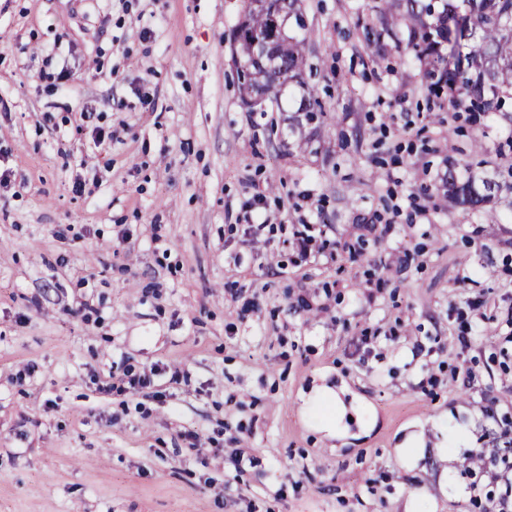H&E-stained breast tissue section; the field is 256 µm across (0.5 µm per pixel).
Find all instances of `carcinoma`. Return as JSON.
I'll use <instances>...</instances> for the list:
<instances>
[{
    "instance_id": "obj_1",
    "label": "carcinoma",
    "mask_w": 512,
    "mask_h": 512,
    "mask_svg": "<svg viewBox=\"0 0 512 512\" xmlns=\"http://www.w3.org/2000/svg\"><path fill=\"white\" fill-rule=\"evenodd\" d=\"M376 0L373 11L381 28L365 26L367 45L393 35L394 26L403 23L408 32L405 49L414 53L422 66L421 77L428 91L445 94L452 104L466 103L468 112H503L512 103V0ZM279 13L288 16L297 31L279 34L276 66L272 78L253 56L248 34L272 29L270 14L248 8L235 26L242 31L236 47V74L239 97L262 85L271 106L288 110L292 100L288 88H307L298 111L314 117L322 107L303 78L310 32L299 0H280ZM499 184L491 179L481 183L460 182L454 168L448 167V200L456 206L476 208L491 201Z\"/></svg>"
}]
</instances>
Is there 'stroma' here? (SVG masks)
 Returning <instances> with one entry per match:
<instances>
[{
	"instance_id": "35a3bbf8",
	"label": "stroma",
	"mask_w": 512,
	"mask_h": 512,
	"mask_svg": "<svg viewBox=\"0 0 512 512\" xmlns=\"http://www.w3.org/2000/svg\"><path fill=\"white\" fill-rule=\"evenodd\" d=\"M303 4L321 125L241 106L248 0H0V512H501L512 112L469 119L396 38L366 48L373 0ZM452 171L502 190L449 207ZM129 367L185 381L99 392ZM317 384L346 405L343 439L312 432ZM226 430L243 473L212 447Z\"/></svg>"
}]
</instances>
